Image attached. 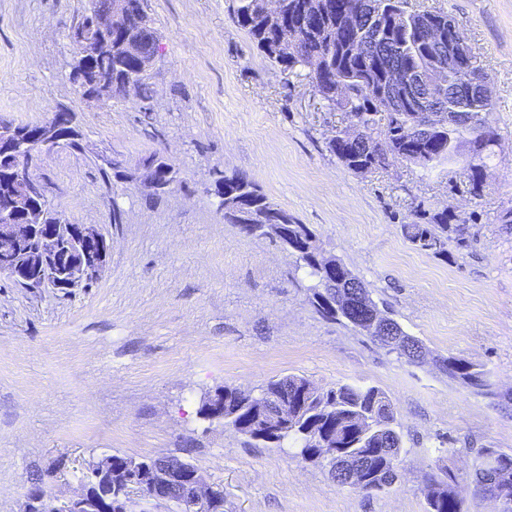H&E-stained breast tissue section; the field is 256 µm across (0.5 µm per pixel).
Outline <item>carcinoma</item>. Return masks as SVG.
Wrapping results in <instances>:
<instances>
[{
	"label": "carcinoma",
	"mask_w": 512,
	"mask_h": 512,
	"mask_svg": "<svg viewBox=\"0 0 512 512\" xmlns=\"http://www.w3.org/2000/svg\"><path fill=\"white\" fill-rule=\"evenodd\" d=\"M116 0H87L84 14L104 23L116 17ZM407 0H373L377 22H369L365 12L357 11L355 0H281V22L268 24L258 13L259 0H228L232 19L246 31L256 49L267 59L285 69L306 67L314 92L343 112H354L370 121V132L382 134L388 140L391 154H369L366 144L358 141H329L330 152L350 171L376 170L398 159L422 166H433L451 157L458 149L461 135L473 136L472 154L464 168L476 164L486 169L483 152L492 142L494 131L489 123V105L472 121V113L458 112L451 130H432L415 134L407 123L414 113L395 109L380 118L382 100L379 90L398 71H406L425 64L430 54L437 52L435 45L422 40V28L431 25L448 34V15L441 12L415 13L404 8ZM118 18V17H116ZM118 21L130 27L138 39L139 55L126 56L123 49L112 50L105 59L85 62L90 76L99 75L112 80V99L125 101L123 93L126 80L134 77L133 97L142 112H150L152 70L141 68V63L159 56L157 29L148 15L144 0H127L125 15ZM296 35L292 52L280 49L281 34ZM360 41L363 52L353 55L350 45ZM344 81L350 90L346 100L336 98V85ZM214 181H224V223H239L238 215L247 212L258 215L276 211L284 221V240L288 251L296 257L298 267L306 271L311 280L307 287L308 301L323 318L352 323L346 311H333L336 303H358L377 308L364 282L346 265H341L336 284L324 282L318 266L317 252L311 247L315 234L306 224H300L288 211L278 207L261 191L259 185L237 172L228 173L218 167L212 170ZM403 235L419 250L434 256L448 255V241L460 247L467 246V226L448 217L445 211L426 212L414 210L412 221L401 225ZM370 340L387 353L419 363L424 357V345L418 339L406 345L391 343L378 337ZM440 370L452 379L459 380L474 392L491 395V384L483 370L468 361L453 356L436 359ZM312 382L303 376L286 375L267 381L258 395L247 400L245 393L235 387L225 386L224 407L235 415L233 424L243 429L259 425L277 409L278 403L291 397L304 385ZM303 420L289 426L275 436V444L291 440L299 445V455L307 458L315 448L318 437L329 439L347 448H357L364 456L367 468L380 474L378 483L387 489L393 485L392 461L400 454L402 437L394 405L378 388L355 384H338L319 389L311 403L304 409ZM457 482L454 473L442 470L430 475L420 488L425 501V512H461L455 498L448 496L432 502L425 488L432 485H451Z\"/></svg>",
	"instance_id": "obj_1"
}]
</instances>
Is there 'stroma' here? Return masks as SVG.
<instances>
[{
  "label": "stroma",
  "mask_w": 512,
  "mask_h": 512,
  "mask_svg": "<svg viewBox=\"0 0 512 512\" xmlns=\"http://www.w3.org/2000/svg\"><path fill=\"white\" fill-rule=\"evenodd\" d=\"M85 3L0 0V117L74 113L86 150L40 156L37 173L60 214L98 225L110 244L98 282L72 295L0 277V512H20L38 479L48 496L74 493L90 457L176 454L189 441L223 487L225 512H425L418 488L441 469L456 474L470 512H497L474 497L469 473L474 449L512 453V230L499 221L512 209V0L407 2L464 27L492 89L495 136L477 194L465 140L431 169L348 171L328 149L345 113L314 95L306 69L260 55L226 0H146L162 42L151 111L86 98L67 66ZM113 153L132 171L163 155L185 186L157 199L133 180L112 196L96 162ZM216 167L247 174L308 225L423 343L424 362L321 318L294 256L225 223ZM417 207L459 215L469 247L449 243L444 258L416 250L400 225ZM441 356L483 369L493 395L450 379ZM285 375L385 392L403 442L399 481L372 495L341 488L291 443H258L198 414L218 387L254 393Z\"/></svg>",
  "instance_id": "obj_1"
}]
</instances>
